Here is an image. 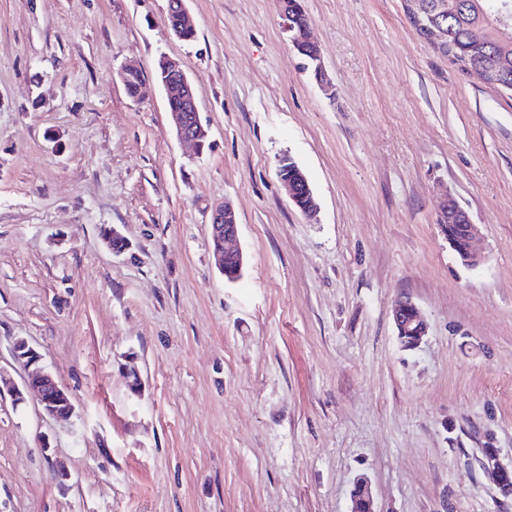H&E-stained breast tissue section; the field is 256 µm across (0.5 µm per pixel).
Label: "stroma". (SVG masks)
I'll use <instances>...</instances> for the list:
<instances>
[{"label": "stroma", "instance_id": "35a3bbf8", "mask_svg": "<svg viewBox=\"0 0 512 512\" xmlns=\"http://www.w3.org/2000/svg\"><path fill=\"white\" fill-rule=\"evenodd\" d=\"M167 6L0 0V375L22 385L26 338L75 407L0 396V512H349L361 475L378 512H512L475 461L512 457V97L422 41L402 0H302L326 88L279 0H188L190 42ZM163 55L189 66L203 151L172 131ZM449 195L479 266L438 222ZM226 200L234 282L208 230ZM401 296L428 324L415 350ZM280 2L285 21V31L288 33V38L293 47L295 46L297 51H300L299 55L304 60L303 67L310 69L316 81L323 87H328L329 81L321 62L320 50L315 42L311 23H308L306 27L296 28L295 16L291 10L292 4L289 0H280ZM314 46H316V49H312ZM291 163L290 156L285 155L280 158L277 170L278 177L293 205L297 200L303 199L300 212L306 216H311L316 209L313 191L302 169L298 168L296 164L293 166L294 164ZM290 169H292V173L289 175ZM294 206L297 208L296 205ZM447 205L448 211L452 208L457 207L460 209L465 216L463 224L455 225V228H451L452 233H456L459 236L462 235L463 229L460 225H467L465 228L466 237L462 244L455 243L452 239L448 238V245L451 249L458 250L462 257V263L468 267H476L483 261V255L477 245V228L472 223L470 214L461 207L460 203L451 195L446 197L440 206V216L443 214L442 207ZM392 320L401 346L407 350L418 348L427 335V324L416 304L408 298L397 300ZM12 355L17 362L22 363L28 370L31 367H37L41 360L40 354L23 337L16 338L12 348Z\"/></svg>", "mask_w": 512, "mask_h": 512}]
</instances>
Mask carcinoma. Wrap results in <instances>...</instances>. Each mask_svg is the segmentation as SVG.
<instances>
[{"instance_id": "carcinoma-1", "label": "carcinoma", "mask_w": 512, "mask_h": 512, "mask_svg": "<svg viewBox=\"0 0 512 512\" xmlns=\"http://www.w3.org/2000/svg\"><path fill=\"white\" fill-rule=\"evenodd\" d=\"M448 14L441 17L448 27L451 64L467 60L472 64L502 68L493 89L512 96V0H448ZM480 28L485 37L473 40L472 30Z\"/></svg>"}]
</instances>
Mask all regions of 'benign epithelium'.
<instances>
[{
    "mask_svg": "<svg viewBox=\"0 0 512 512\" xmlns=\"http://www.w3.org/2000/svg\"><path fill=\"white\" fill-rule=\"evenodd\" d=\"M280 2L285 31L288 33L292 45L300 51V56L304 60L303 67L311 70L316 81L322 86H329L321 62L320 50L316 48L312 26L297 27L295 16L291 10L292 4L289 0H280ZM403 4L408 22L417 35L423 41L431 44L438 52H443L448 47V34L444 27L439 24H426L422 21L420 17L421 0H403ZM173 8L178 12L179 23L169 28V31L175 38L184 41L186 33L194 29L186 0H175ZM159 67L161 75L158 82L165 93L176 136L183 142L193 144L197 150H202L204 140L207 138V131L202 123L191 124L188 120V113H197L199 109L195 90L188 74L187 62L181 58L164 55L159 59ZM277 173L290 201L294 203L299 199L303 200L300 212L306 216L312 215L316 204L305 174L298 166L292 165V160L287 155L280 158ZM463 215L465 216L463 224L466 225V237L460 245L451 239L448 240V245L460 252L464 265L476 267L483 261L482 252L477 245V228L472 223L468 212H463ZM210 236L217 242L215 256L220 271L223 272L232 265L237 272H242L243 254L232 247V242L236 241L238 236V224L235 212L230 205L225 203L212 210ZM392 320L401 346L407 350L418 348L423 337L427 335V324L416 304L408 298L397 300L392 309ZM12 355L16 361L31 369L24 380L23 387L13 386L9 389L14 403L17 405L23 403V390L31 389L36 392L42 411L46 415L57 419L70 417L74 412L71 399L49 372L38 368L41 356L26 338H16ZM478 462L496 489L499 490L505 484L512 483V461H504L500 449H481ZM350 512H376L371 485L365 476L357 478L351 491Z\"/></svg>",
    "mask_w": 512,
    "mask_h": 512,
    "instance_id": "7a95c632",
    "label": "benign epithelium"
}]
</instances>
